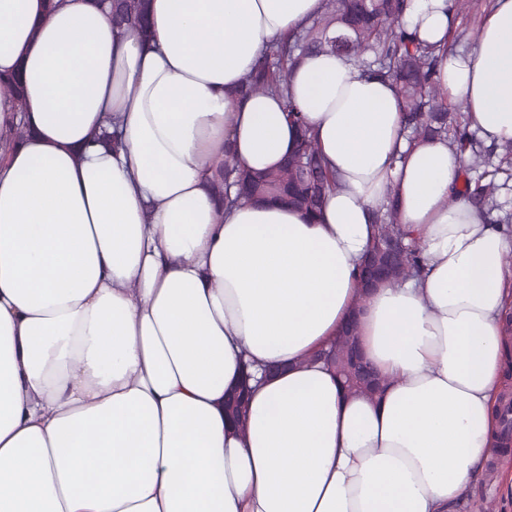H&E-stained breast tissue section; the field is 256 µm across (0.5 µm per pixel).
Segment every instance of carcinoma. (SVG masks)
I'll return each mask as SVG.
<instances>
[{"label":"carcinoma","mask_w":512,"mask_h":512,"mask_svg":"<svg viewBox=\"0 0 512 512\" xmlns=\"http://www.w3.org/2000/svg\"><path fill=\"white\" fill-rule=\"evenodd\" d=\"M109 20L135 28L142 39L150 38L148 8L150 0H111ZM411 0H322L321 13L288 37L266 47L252 70L236 90L241 99L253 93H275L284 102L289 120L297 127L294 150L281 167L269 173L251 174L226 155L216 165L217 178L211 183L214 195L225 209L238 197L228 189L239 187L248 197H271L314 219L320 214L327 190L336 184L319 152L316 133L305 123L288 92L289 66L308 54L336 51L353 59L368 76L390 81L401 100L404 128L413 139L444 137L468 155L463 194L491 224H509L512 214L504 210L501 190H512V168L496 163L497 145H485L468 129L465 112L448 107V95L437 80L443 55L453 52L466 32H453L444 45L419 40L417 32L400 26V19ZM491 0H448L453 16L481 7ZM0 90L15 96L19 108L25 97L20 75L0 76ZM378 231L363 267L365 287L385 279H407L420 274L421 256L417 245L404 243L407 237L392 208L373 214ZM359 351L355 324L348 325L330 347L316 355L334 368L351 393L373 394L379 388L376 376H365L354 369L353 354ZM245 375L236 397H225V416L242 423L248 393Z\"/></svg>","instance_id":"cac0c4a2"}]
</instances>
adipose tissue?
Masks as SVG:
<instances>
[{
	"mask_svg": "<svg viewBox=\"0 0 512 512\" xmlns=\"http://www.w3.org/2000/svg\"><path fill=\"white\" fill-rule=\"evenodd\" d=\"M0 0V512H454L498 447L512 373V230L459 190L447 140L409 139L399 95L348 57H304L291 97L337 175L314 220L223 211L210 180L295 145L278 95L234 93L320 0H151L152 33L99 0ZM404 25L443 42L447 0ZM440 84L512 142V0ZM111 128L117 146L93 139ZM394 204L418 277L363 293L372 213ZM358 314L380 399L312 362ZM253 375L244 431L224 396Z\"/></svg>",
	"mask_w": 512,
	"mask_h": 512,
	"instance_id": "adipose-tissue-1",
	"label": "adipose tissue"
}]
</instances>
